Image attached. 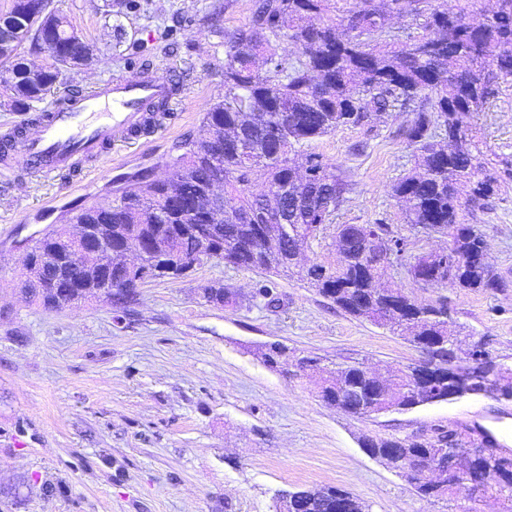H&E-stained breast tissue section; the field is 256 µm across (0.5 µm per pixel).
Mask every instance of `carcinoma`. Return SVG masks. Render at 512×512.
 Wrapping results in <instances>:
<instances>
[{"label":"carcinoma","mask_w":512,"mask_h":512,"mask_svg":"<svg viewBox=\"0 0 512 512\" xmlns=\"http://www.w3.org/2000/svg\"><path fill=\"white\" fill-rule=\"evenodd\" d=\"M32 0H13L0 21L23 30L14 45H0V86L9 92L11 107L27 112L65 83L61 63L79 53L80 45L62 30L47 33L31 19ZM330 0H258L251 24L228 35L224 59V95L202 118L206 133L216 139L188 137L177 145L173 165L183 172L182 201H191L213 184L224 188V205L239 215L252 214L244 224L217 225L213 243L241 247L231 265L245 271L278 277L297 266L299 255L321 245L323 234L335 229L341 260L335 267L313 263L299 269L301 281L348 315L404 337L421 348L448 374V356L461 349V326L448 320L447 304L422 301L401 288H382L388 264L383 239L400 254L408 250L404 237L391 234L384 224L332 225L353 184L337 167L308 151L311 143L341 127L364 126L388 112H411L400 128L416 152L415 167L392 185L391 197L404 220L426 235L451 238L447 262L433 253L413 256L412 268L423 269L434 286L482 292L507 287L488 263L471 259L487 246L483 232L465 222V210L498 193L512 181V168L500 175L487 173L486 162L475 153L470 119L486 108L492 84L512 77V0H498V10L473 18L461 8L448 13L428 7L429 0H363L340 25L322 21ZM425 17L419 39L433 44V53L418 57L406 48V38L395 33L390 14ZM290 39L299 53L290 58L278 43ZM48 39L60 58L29 76V62L21 55L29 41ZM224 138H219V135ZM317 171L330 180L332 204L320 207L309 191L296 184L299 169ZM265 188L288 189L266 207L288 210V231L266 240L264 208L251 190L257 171ZM178 201L163 184L147 174L136 176L131 187L104 203L81 207L69 216L71 224L112 225V248L124 244L135 224H150L165 235L176 255L195 252L193 236L183 231L175 215ZM31 259L67 246L42 236L28 240ZM45 310H53V288L30 282L23 289ZM288 355V346L273 344L262 353L269 366ZM411 366L381 384L367 376L357 361L327 368L318 386L322 400L336 411L368 417L384 408L400 412L419 406L413 393L417 380ZM484 380L497 387L498 400L512 401V382L500 376L491 361ZM459 436L436 427L407 438H376L370 447L382 451L381 460L399 471L411 455L447 465L437 447ZM469 473L499 469L490 487L512 494V456L485 457L474 449ZM293 512H366L357 496L336 488L313 487L288 492Z\"/></svg>","instance_id":"obj_1"}]
</instances>
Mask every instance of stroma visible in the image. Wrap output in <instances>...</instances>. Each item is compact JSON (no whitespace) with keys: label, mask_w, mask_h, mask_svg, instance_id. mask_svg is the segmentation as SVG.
I'll list each match as a JSON object with an SVG mask.
<instances>
[{"label":"stroma","mask_w":512,"mask_h":512,"mask_svg":"<svg viewBox=\"0 0 512 512\" xmlns=\"http://www.w3.org/2000/svg\"><path fill=\"white\" fill-rule=\"evenodd\" d=\"M254 2L54 0L97 54L68 74L67 88L131 76L145 61L177 76L180 92L157 126L72 178L36 173L19 158L0 175V512H275L279 492L311 486L348 491L368 512H512L511 498L477 500L463 486L445 500L421 499L360 445L365 436L444 426L468 441L485 431L512 454V401L481 395L378 417L337 412L301 358L355 360L387 377L424 354L296 277L276 278L278 302L269 307L253 296L260 275L220 259L144 284L124 310L82 302L47 311L22 291L27 239L66 224L74 204L115 198L143 171L172 173L176 144L201 134L207 105L224 93L227 36L249 25ZM411 118L396 112L370 130L340 128L310 150L353 184L336 223L389 225L419 254L448 240L406 224L390 196L414 166L397 134ZM472 125L489 172L512 163V77L498 80ZM468 221L485 234L509 288H420L406 258L388 277L417 299H445L452 319L512 367V184ZM210 287L237 293L236 304L208 301ZM273 342L288 347L274 368L257 354Z\"/></svg>","instance_id":"35a3bbf8"}]
</instances>
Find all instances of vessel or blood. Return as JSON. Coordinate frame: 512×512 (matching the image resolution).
<instances>
[{
  "instance_id": "obj_1",
  "label": "vessel or blood",
  "mask_w": 512,
  "mask_h": 512,
  "mask_svg": "<svg viewBox=\"0 0 512 512\" xmlns=\"http://www.w3.org/2000/svg\"><path fill=\"white\" fill-rule=\"evenodd\" d=\"M178 91L172 78L146 64L135 78L104 79L89 91L67 92L46 112L0 134V164L19 155L46 176L71 172L154 125Z\"/></svg>"
}]
</instances>
